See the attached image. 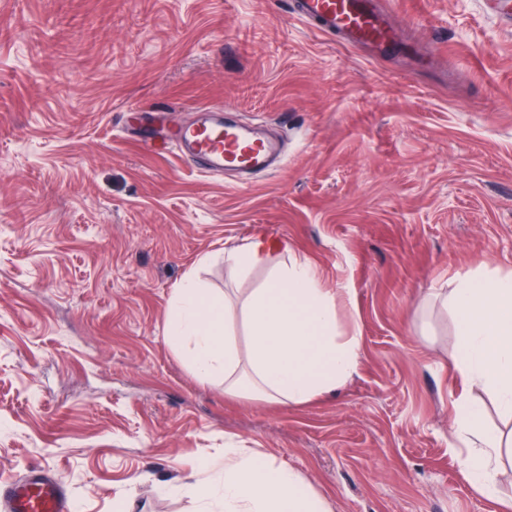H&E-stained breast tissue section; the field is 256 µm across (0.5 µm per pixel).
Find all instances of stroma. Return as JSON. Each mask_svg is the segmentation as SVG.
<instances>
[{
  "mask_svg": "<svg viewBox=\"0 0 512 512\" xmlns=\"http://www.w3.org/2000/svg\"><path fill=\"white\" fill-rule=\"evenodd\" d=\"M417 52L353 48L286 0H0V483L72 512H198L228 448L332 512H499L449 451L455 275L512 270V28L482 0H391ZM205 106L282 141L247 186L134 133ZM264 236L344 289L359 368L305 405L229 396L164 340L188 273L235 287ZM282 249L277 241L256 237L249 243L225 249L224 266L238 280H247L252 273L267 265L273 252ZM0 508L3 512H70L71 500L57 476L35 468L16 482L0 484Z\"/></svg>",
  "mask_w": 512,
  "mask_h": 512,
  "instance_id": "35a3bbf8",
  "label": "stroma"
}]
</instances>
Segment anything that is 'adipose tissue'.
Returning <instances> with one entry per match:
<instances>
[{
    "mask_svg": "<svg viewBox=\"0 0 512 512\" xmlns=\"http://www.w3.org/2000/svg\"><path fill=\"white\" fill-rule=\"evenodd\" d=\"M277 241L257 237L226 249L224 265L247 280L278 251ZM264 283L233 297L218 294L186 275L170 304L165 341L183 354L200 380L220 383L225 393L299 405L330 393L359 367L357 330L343 331L337 307L343 290L323 284L319 267L289 256ZM455 318L453 367L465 387L454 403L452 447L467 445L463 465L481 492L496 490L494 463L503 441L486 428L484 407L470 391L491 395L512 415V271L479 268L457 275L450 289H435ZM242 314L250 337L241 351L228 326ZM217 487L199 495L202 512H331L328 502L307 488L293 470L242 453L224 451Z\"/></svg>",
    "mask_w": 512,
    "mask_h": 512,
    "instance_id": "ef3b65f1",
    "label": "adipose tissue"
}]
</instances>
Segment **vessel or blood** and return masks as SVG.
<instances>
[{"mask_svg":"<svg viewBox=\"0 0 512 512\" xmlns=\"http://www.w3.org/2000/svg\"><path fill=\"white\" fill-rule=\"evenodd\" d=\"M289 6L297 19L352 46L382 52L402 43L390 11L377 0H290ZM166 140L194 166L213 176L235 175L242 185L277 171L284 160L279 143L256 128L210 116L174 127ZM0 512H71V500L57 476L35 468L0 484Z\"/></svg>","mask_w":512,"mask_h":512,"instance_id":"1","label":"vessel or blood"}]
</instances>
